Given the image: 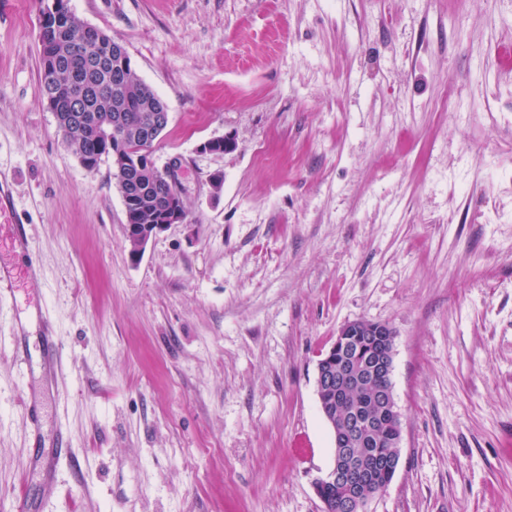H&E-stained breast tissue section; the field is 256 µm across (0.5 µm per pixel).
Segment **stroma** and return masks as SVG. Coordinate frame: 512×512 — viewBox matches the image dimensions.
Wrapping results in <instances>:
<instances>
[{
	"instance_id": "1",
	"label": "stroma",
	"mask_w": 512,
	"mask_h": 512,
	"mask_svg": "<svg viewBox=\"0 0 512 512\" xmlns=\"http://www.w3.org/2000/svg\"><path fill=\"white\" fill-rule=\"evenodd\" d=\"M166 103L186 223L131 260L112 161L40 92L39 0L0 9V178L43 267L59 391L0 321V496L74 443L33 512H322L316 362L396 332L401 466L370 512H512V0H69ZM231 136L232 151L202 150ZM49 446L52 449L50 455L39 456L33 466V472L44 482H52L55 477L56 460L65 455L71 447L70 437L61 429H56L50 438Z\"/></svg>"
}]
</instances>
